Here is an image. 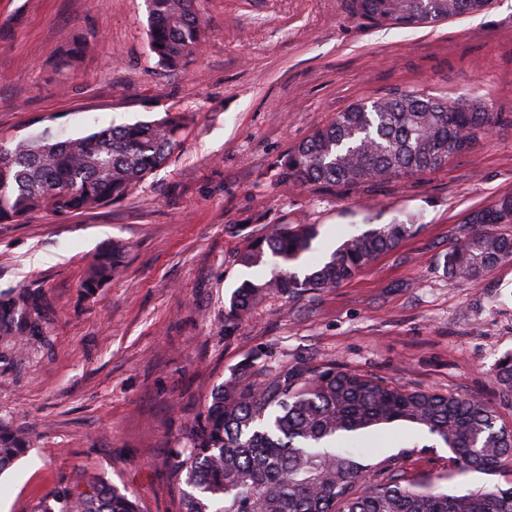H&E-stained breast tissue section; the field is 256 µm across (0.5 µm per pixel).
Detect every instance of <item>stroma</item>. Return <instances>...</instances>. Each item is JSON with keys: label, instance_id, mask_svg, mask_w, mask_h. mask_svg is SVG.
I'll return each mask as SVG.
<instances>
[{"label": "stroma", "instance_id": "1", "mask_svg": "<svg viewBox=\"0 0 512 512\" xmlns=\"http://www.w3.org/2000/svg\"><path fill=\"white\" fill-rule=\"evenodd\" d=\"M199 51L172 71L147 48L146 0H0V141L191 112L169 167L124 201L69 218L0 224V290L44 289L49 336L0 363V420L32 446L0 475V512H30L56 486L101 477L141 512H180L167 461L211 391L248 356L330 360L396 385L497 399L512 350V266L484 284L438 262L475 209L512 195V0L433 26H381L353 0H198ZM95 45L62 68L66 37ZM484 99L504 121L469 154L369 188L299 186L278 160L337 112L393 88ZM412 219L414 235L352 280L291 305L272 296L224 333V305L254 270L236 252L270 225H319V253L347 232ZM126 252L86 292L85 266ZM385 455L449 492L512 482L459 471L442 441L392 428ZM121 252L122 246L113 242L101 248L84 270L83 287L93 290L111 281ZM499 406L512 407V351L503 354L493 368Z\"/></svg>", "mask_w": 512, "mask_h": 512}]
</instances>
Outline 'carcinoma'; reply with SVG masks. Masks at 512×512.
<instances>
[{
  "instance_id": "1",
  "label": "carcinoma",
  "mask_w": 512,
  "mask_h": 512,
  "mask_svg": "<svg viewBox=\"0 0 512 512\" xmlns=\"http://www.w3.org/2000/svg\"><path fill=\"white\" fill-rule=\"evenodd\" d=\"M197 0H147V45L156 66L174 70L201 45ZM380 25L415 27L477 14L491 0H354ZM91 47L72 38L63 64L72 68ZM504 120L481 100L450 102L423 89H396L360 101L316 129L287 155L284 174L300 186L372 187L433 170L470 153ZM192 123L187 112L151 122L100 127L59 138L34 134L0 143V223L37 214L90 213L130 196L169 166ZM512 196L470 213L443 256L452 281L480 285L512 264ZM416 230L403 221L352 233L331 253L302 267L319 235L316 224H274L236 253L238 265L265 274L244 280L224 306L233 336L273 294L299 301L336 288L397 249ZM122 246L109 243L86 266L83 287L112 280ZM44 290L0 292V359L18 361L30 341L50 331ZM499 406L479 397L409 389L321 361L269 366L246 359L211 392L169 469L182 486V512H512V487L450 494L436 482L406 476L367 432L418 425L439 438L461 470L485 473L512 464V428L499 407H512V351L493 368ZM30 448L28 433L0 422V472ZM31 512H139L136 497L98 479L62 483Z\"/></svg>"
}]
</instances>
